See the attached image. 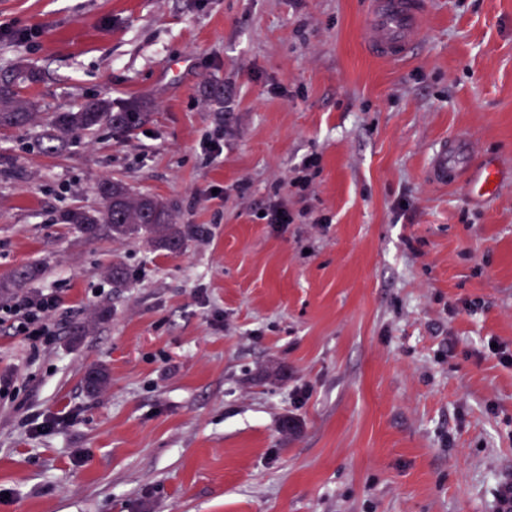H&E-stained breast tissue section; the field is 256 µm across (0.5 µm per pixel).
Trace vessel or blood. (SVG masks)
Masks as SVG:
<instances>
[{
	"mask_svg": "<svg viewBox=\"0 0 512 512\" xmlns=\"http://www.w3.org/2000/svg\"><path fill=\"white\" fill-rule=\"evenodd\" d=\"M428 0H367V17L360 31L365 50L383 62H397L406 57L423 33ZM456 146L441 147L436 155L432 176L447 182L457 158ZM500 184L496 166L485 165L471 183L473 195L493 194Z\"/></svg>",
	"mask_w": 512,
	"mask_h": 512,
	"instance_id": "obj_1",
	"label": "vessel or blood"
}]
</instances>
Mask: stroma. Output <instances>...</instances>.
Returning a JSON list of instances; mask_svg holds the SVG:
<instances>
[{"label":"stroma","instance_id":"1","mask_svg":"<svg viewBox=\"0 0 512 512\" xmlns=\"http://www.w3.org/2000/svg\"><path fill=\"white\" fill-rule=\"evenodd\" d=\"M364 17L365 0H0V76L39 112L0 129V282L38 268L27 291L60 305L34 358L0 294V512H499L512 0H429L398 63L366 52ZM130 97L152 102L142 126L46 151L54 113ZM455 139L476 153L437 183ZM485 160L504 183L477 202ZM104 179L199 234L171 253L63 223ZM273 204L293 223H268ZM459 143L460 141H456L448 147L447 142L440 148L432 168V177L436 181L448 183V176H450L454 170Z\"/></svg>","mask_w":512,"mask_h":512}]
</instances>
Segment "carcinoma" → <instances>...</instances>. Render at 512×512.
Masks as SVG:
<instances>
[{
    "label": "carcinoma",
    "instance_id": "carcinoma-1",
    "mask_svg": "<svg viewBox=\"0 0 512 512\" xmlns=\"http://www.w3.org/2000/svg\"><path fill=\"white\" fill-rule=\"evenodd\" d=\"M148 116V104L140 98L116 104L99 99L77 112H57L48 123L46 150L54 151L70 138L99 127L131 130ZM35 117L33 105L19 95L13 83L1 81L0 128L24 127ZM97 193L102 209L76 208L62 217L64 223L76 225L89 238L97 237L106 228L116 237H141L159 249L177 252L199 232L190 224L174 223L170 209L160 199L134 194L120 182L105 179L98 184Z\"/></svg>",
    "mask_w": 512,
    "mask_h": 512
}]
</instances>
